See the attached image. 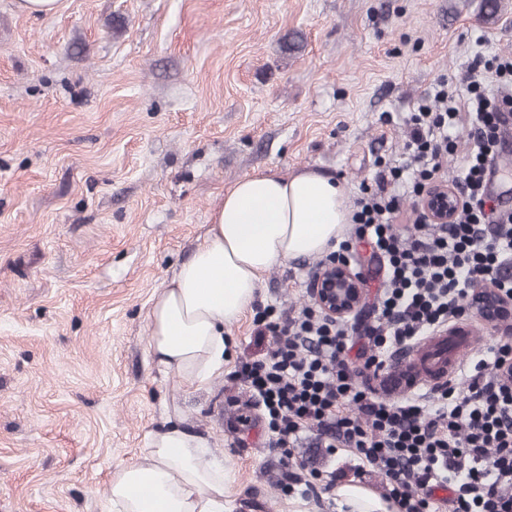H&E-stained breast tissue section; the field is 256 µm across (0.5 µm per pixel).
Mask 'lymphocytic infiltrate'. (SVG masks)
Returning <instances> with one entry per match:
<instances>
[{"label":"lymphocytic infiltrate","mask_w":512,"mask_h":512,"mask_svg":"<svg viewBox=\"0 0 512 512\" xmlns=\"http://www.w3.org/2000/svg\"><path fill=\"white\" fill-rule=\"evenodd\" d=\"M491 82L496 90H488ZM459 84L463 99L442 81L420 100L407 118L404 162L379 171L355 203V234L384 262L375 324L358 333L309 306L293 314L257 308L253 323L267 352L234 373L261 404L268 444L282 449L284 468H297L294 448L304 434L316 435L379 472L398 512H430L438 488L450 492L442 501L448 512H512L511 342L469 359L459 381L430 401L367 392L362 369L345 359L360 334L373 349L363 369L379 367L396 347L469 317L486 288L512 302V277L504 273L512 267V211L486 204L490 163L512 130V56L475 57ZM464 125L469 142L453 222L420 216L413 230L396 227L395 187L419 195L442 181L443 161L456 152Z\"/></svg>","instance_id":"obj_1"}]
</instances>
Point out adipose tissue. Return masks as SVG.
<instances>
[{
    "label": "adipose tissue",
    "instance_id": "adipose-tissue-1",
    "mask_svg": "<svg viewBox=\"0 0 512 512\" xmlns=\"http://www.w3.org/2000/svg\"><path fill=\"white\" fill-rule=\"evenodd\" d=\"M348 223L344 188L318 170L237 180L193 256L153 297L155 365L192 387L207 386L224 369L225 325L250 309L263 275L335 249ZM225 480L208 441L171 424L151 434L141 461L113 471L107 495L112 512H224Z\"/></svg>",
    "mask_w": 512,
    "mask_h": 512
}]
</instances>
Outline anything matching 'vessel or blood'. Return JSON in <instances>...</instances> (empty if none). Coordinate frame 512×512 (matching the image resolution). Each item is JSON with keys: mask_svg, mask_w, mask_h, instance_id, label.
I'll use <instances>...</instances> for the list:
<instances>
[{"mask_svg": "<svg viewBox=\"0 0 512 512\" xmlns=\"http://www.w3.org/2000/svg\"><path fill=\"white\" fill-rule=\"evenodd\" d=\"M479 342L470 320L452 322L447 335L427 336L411 351L385 361L377 371L379 386L385 396L397 398L417 389H432L453 381L464 357L474 351Z\"/></svg>", "mask_w": 512, "mask_h": 512, "instance_id": "vessel-or-blood-1", "label": "vessel or blood"}]
</instances>
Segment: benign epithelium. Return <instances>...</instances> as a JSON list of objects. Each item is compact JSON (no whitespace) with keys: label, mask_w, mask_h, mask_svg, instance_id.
Wrapping results in <instances>:
<instances>
[{"label":"benign epithelium","mask_w":512,"mask_h":512,"mask_svg":"<svg viewBox=\"0 0 512 512\" xmlns=\"http://www.w3.org/2000/svg\"><path fill=\"white\" fill-rule=\"evenodd\" d=\"M458 192L440 184L419 197V211L431 224L452 222ZM312 302L329 318L345 319L356 314L364 299V277L350 263L326 262L314 273L309 283ZM481 317L491 322L501 321L512 315V303L500 302L488 291L482 295Z\"/></svg>","instance_id":"1"}]
</instances>
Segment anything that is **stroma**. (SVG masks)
<instances>
[{
	"label": "stroma",
	"instance_id": "35a3bbf8",
	"mask_svg": "<svg viewBox=\"0 0 512 512\" xmlns=\"http://www.w3.org/2000/svg\"><path fill=\"white\" fill-rule=\"evenodd\" d=\"M0 0V512H111L112 472L170 423L208 440L224 512H343L338 486L384 497L346 448L296 449L316 494L285 492L262 423H237L233 376L259 355L252 314L201 390L160 372L147 315L234 183L325 172L348 201L405 117L479 52L512 54V0ZM296 41L298 51L284 43ZM371 250L352 324L371 322ZM314 257L264 275L257 303L309 304Z\"/></svg>",
	"mask_w": 512,
	"mask_h": 512
}]
</instances>
